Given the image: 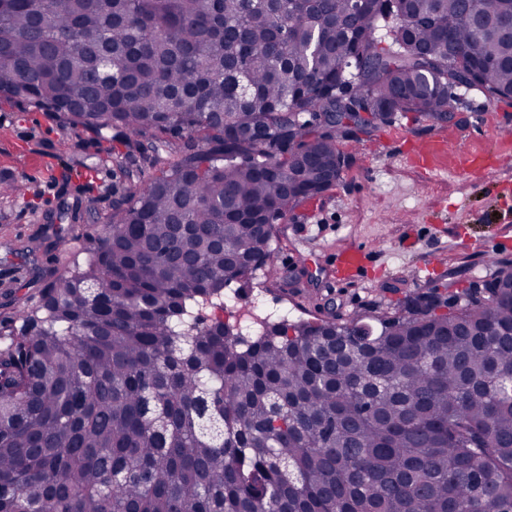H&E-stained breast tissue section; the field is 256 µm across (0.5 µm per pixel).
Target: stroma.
Segmentation results:
<instances>
[{
	"label": "stroma",
	"instance_id": "35a3bbf8",
	"mask_svg": "<svg viewBox=\"0 0 512 512\" xmlns=\"http://www.w3.org/2000/svg\"><path fill=\"white\" fill-rule=\"evenodd\" d=\"M456 125L396 117L379 131L341 142L336 184L299 203L277 226L276 277L256 271L225 289L231 305L289 320L345 322L397 311L409 295L443 287L456 271L460 287L484 285L499 264H512V99L459 90ZM107 158L79 128L49 112L0 100V317L34 303L41 271L82 261L87 236L100 231L126 183V171L159 173L152 152L117 145ZM481 161L463 171L462 156ZM363 247L368 265L338 285L328 262L336 250Z\"/></svg>",
	"mask_w": 512,
	"mask_h": 512
}]
</instances>
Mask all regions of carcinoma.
<instances>
[{
  "instance_id": "carcinoma-1",
  "label": "carcinoma",
  "mask_w": 512,
  "mask_h": 512,
  "mask_svg": "<svg viewBox=\"0 0 512 512\" xmlns=\"http://www.w3.org/2000/svg\"><path fill=\"white\" fill-rule=\"evenodd\" d=\"M461 87L512 98L509 0H0L4 98L163 164L0 320V512H512V264L368 322L219 316L344 120Z\"/></svg>"
}]
</instances>
